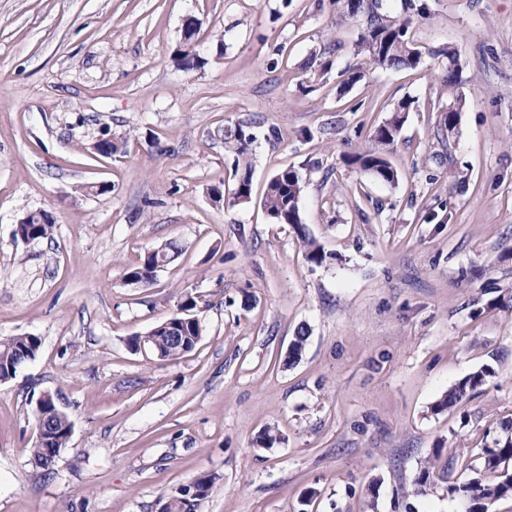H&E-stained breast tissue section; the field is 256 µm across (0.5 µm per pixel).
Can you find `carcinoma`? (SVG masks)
Returning a JSON list of instances; mask_svg holds the SVG:
<instances>
[{
	"mask_svg": "<svg viewBox=\"0 0 512 512\" xmlns=\"http://www.w3.org/2000/svg\"><path fill=\"white\" fill-rule=\"evenodd\" d=\"M409 21L390 26L383 23L369 22L359 37L358 45L369 54L370 64L375 68L414 69L421 63L422 52L414 46L408 34ZM197 31L185 36L177 49L185 69L197 67L198 58L193 55L192 39ZM411 102L402 101L393 115L370 131L371 146L350 156V163L372 174L377 180L392 184L398 180L396 169L386 156L388 147L394 144L401 132L406 112ZM252 144L249 128L241 123L224 128V146L233 155L235 170L240 172L232 199L237 203L248 201L251 196V164L249 147ZM303 194V180L298 171L285 168L274 174L267 184L263 205L269 219L274 224L291 226L302 239L309 261L321 265L332 259L305 231L302 222L300 201ZM55 221L47 212L40 211L27 214L17 225L16 233L24 240L48 238L53 233ZM179 253V247L172 243L164 244L147 252L141 262L130 267L126 276L136 277L144 284L153 280L160 268L159 261ZM195 299L189 295L179 304L177 312L171 317V326L176 328V338H167V332L156 325L144 335L130 338V348L138 349L144 343L151 347V353L160 360H173L191 352L202 337L200 320L193 313ZM40 349L39 339L35 336H13L0 340V377L12 379L15 362L21 357L35 359ZM491 375L488 368L476 371L456 386L448 390L445 398L437 405L443 410L451 408L485 383ZM52 414L49 418L47 441L36 443L31 450L33 463L48 471L54 463L49 456L55 448H65L70 440V419L68 415L59 416L48 408ZM483 470L495 472L500 466L512 460V423L503 426V436L494 442V447L482 449ZM214 484V478H200L187 491L170 498L168 512H197L200 501L205 499ZM450 490L460 495L468 504L467 512H488V504L512 494V474L503 471L499 480L484 483L479 478L457 482Z\"/></svg>",
	"mask_w": 512,
	"mask_h": 512,
	"instance_id": "obj_1",
	"label": "carcinoma"
}]
</instances>
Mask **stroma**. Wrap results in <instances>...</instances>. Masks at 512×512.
<instances>
[{
	"instance_id": "obj_1",
	"label": "stroma",
	"mask_w": 512,
	"mask_h": 512,
	"mask_svg": "<svg viewBox=\"0 0 512 512\" xmlns=\"http://www.w3.org/2000/svg\"><path fill=\"white\" fill-rule=\"evenodd\" d=\"M427 2L421 64L379 69L331 0H0V339L41 341L0 383V512H160L212 475L198 512H464L450 477L512 421V0ZM404 100L388 185L347 159ZM238 121L252 197L217 206L208 188L237 181L218 130ZM105 132L126 152L97 154ZM285 167L327 263L262 208ZM39 210L52 237H16ZM168 241L182 252L152 284L127 283ZM188 294L192 352L130 349ZM46 393L73 423L48 472ZM490 375L491 371L488 368H483L470 374L465 379L461 380L456 386L448 390L447 395L437 405V408L443 410L457 405L464 399L468 398L478 387L482 386L485 383L486 377ZM50 400L49 394L42 395L38 401L36 406L37 411V427L38 433L36 439H41L42 434L46 433V438L48 442L37 443L35 442L33 448L31 450V456L33 463L46 471H49L55 464L56 460H53L49 463V456L52 455V451L54 448H66L67 444L70 440V419L69 416L63 412V416H59L53 414L52 417L49 418V426H47L48 432H46L45 428V417L48 414H44L41 411V406L44 402H48ZM63 449V450H64Z\"/></svg>"
}]
</instances>
